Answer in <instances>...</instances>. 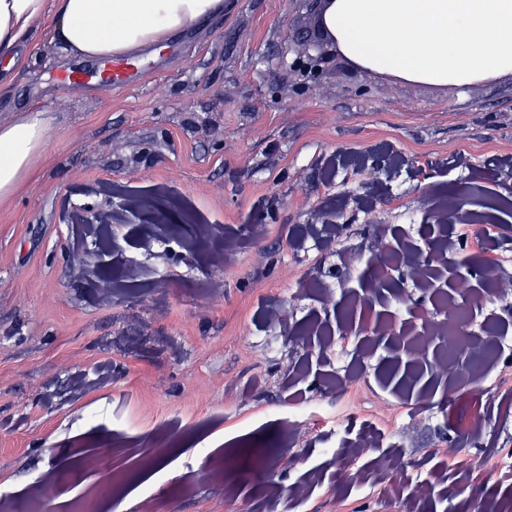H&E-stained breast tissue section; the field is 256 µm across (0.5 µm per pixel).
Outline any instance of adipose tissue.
Here are the masks:
<instances>
[{"mask_svg":"<svg viewBox=\"0 0 512 512\" xmlns=\"http://www.w3.org/2000/svg\"><path fill=\"white\" fill-rule=\"evenodd\" d=\"M223 9L224 0H0L1 71L29 69L18 48L47 13L64 52L99 59L160 45ZM322 19L338 51L369 71L453 87L512 76V0H331ZM50 126L40 111L0 125V199L30 176Z\"/></svg>","mask_w":512,"mask_h":512,"instance_id":"1","label":"adipose tissue"}]
</instances>
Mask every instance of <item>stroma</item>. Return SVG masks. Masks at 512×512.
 <instances>
[{
    "label": "stroma",
    "instance_id": "obj_1",
    "mask_svg": "<svg viewBox=\"0 0 512 512\" xmlns=\"http://www.w3.org/2000/svg\"><path fill=\"white\" fill-rule=\"evenodd\" d=\"M310 25L301 0H224L116 91L61 86L60 70L95 62L35 22L33 67L0 89L1 124L30 108L52 120L33 176L0 201V512H471L464 484L512 501V292L472 313L475 334L501 341L476 386L449 388L396 343L365 350L341 331L352 305L399 329L437 315L438 291L399 263L379 301L361 300L387 241L423 249L447 234L446 264L477 289L482 250L512 278V232L494 230L512 222V77L432 86L340 57L301 87L282 46ZM371 187L380 203L367 209ZM461 197L480 223L431 224L433 202ZM130 199L139 209L111 242L75 222L83 206ZM320 208L336 214L329 242L306 233ZM107 249L104 267L77 261ZM451 389L468 414L439 407ZM366 427L375 450L344 460ZM97 448L109 471L91 465ZM386 451L432 496L356 480ZM485 456L495 472L474 467ZM80 458L81 479L61 481Z\"/></svg>",
    "mask_w": 512,
    "mask_h": 512
}]
</instances>
